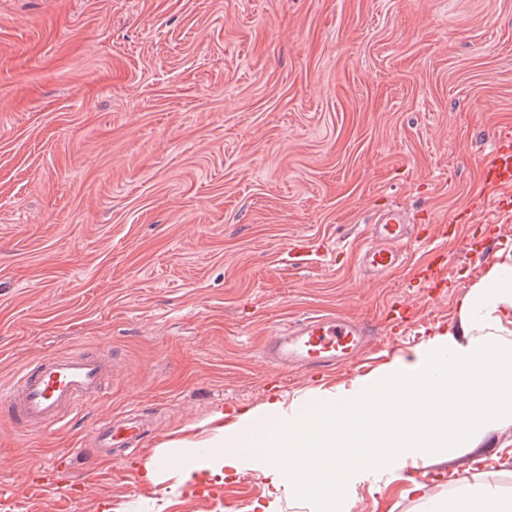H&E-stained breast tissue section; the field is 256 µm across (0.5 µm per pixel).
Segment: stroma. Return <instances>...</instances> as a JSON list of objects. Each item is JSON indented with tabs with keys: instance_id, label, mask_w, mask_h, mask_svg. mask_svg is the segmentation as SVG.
Instances as JSON below:
<instances>
[{
	"instance_id": "35a3bbf8",
	"label": "stroma",
	"mask_w": 512,
	"mask_h": 512,
	"mask_svg": "<svg viewBox=\"0 0 512 512\" xmlns=\"http://www.w3.org/2000/svg\"><path fill=\"white\" fill-rule=\"evenodd\" d=\"M504 131L512 0H0V382L42 354L105 349L117 367L61 429L0 421L14 512H205L166 458L209 447L216 413L230 426L349 386L456 327L463 295L512 251V208H493L504 191L483 179ZM395 207L415 257L365 273L375 217ZM474 208L480 223L458 224ZM487 223L501 237L475 264ZM425 266L454 280L446 296L413 291ZM398 297L404 329L387 322ZM308 313L378 338L324 375L264 363L276 327ZM132 407L155 428L139 457L86 454L75 498L39 479ZM423 468L430 496L512 494V419ZM408 487L399 473L360 484L346 508L423 512ZM218 488L222 512L266 493L257 469Z\"/></svg>"
}]
</instances>
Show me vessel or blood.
<instances>
[{
    "mask_svg": "<svg viewBox=\"0 0 512 512\" xmlns=\"http://www.w3.org/2000/svg\"><path fill=\"white\" fill-rule=\"evenodd\" d=\"M488 185L512 183V134H499L484 170ZM375 243L363 251V264L385 272L408 259L409 236L404 214L381 212L373 224ZM364 322L312 314L290 322L270 337L261 356L280 368L329 370L354 361L373 341ZM112 376L109 353L49 356L22 365L9 382L0 384V413H7L23 432L63 427L67 417L99 395ZM147 436L136 409L95 425L90 446L97 454L123 462L141 448Z\"/></svg>",
    "mask_w": 512,
    "mask_h": 512,
    "instance_id": "1",
    "label": "vessel or blood"
}]
</instances>
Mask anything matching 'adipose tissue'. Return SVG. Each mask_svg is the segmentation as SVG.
I'll return each instance as SVG.
<instances>
[{
    "mask_svg": "<svg viewBox=\"0 0 512 512\" xmlns=\"http://www.w3.org/2000/svg\"><path fill=\"white\" fill-rule=\"evenodd\" d=\"M460 327L432 336L410 359L387 361L349 387L285 409L272 400L218 428L211 452L183 468V480H224L226 470L261 468L267 500L317 494L320 512H340L362 482L408 462L445 459L476 448L482 434L512 416V253L492 265L460 304ZM287 461H280V450ZM430 512H512V495L491 484L460 485Z\"/></svg>",
    "mask_w": 512,
    "mask_h": 512,
    "instance_id": "adipose-tissue-1",
    "label": "adipose tissue"
}]
</instances>
